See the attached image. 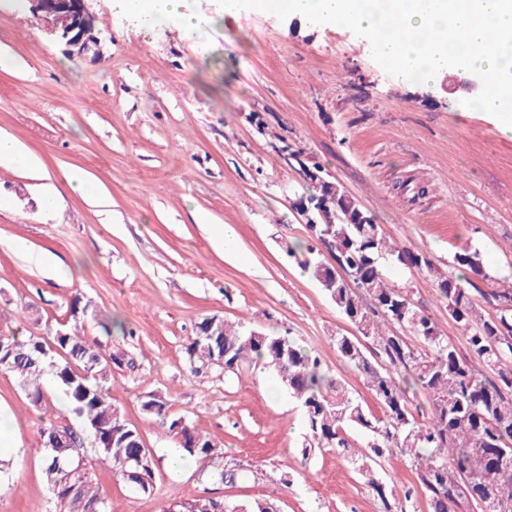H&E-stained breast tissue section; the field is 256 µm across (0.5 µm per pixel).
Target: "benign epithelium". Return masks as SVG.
Returning <instances> with one entry per match:
<instances>
[{
    "label": "benign epithelium",
    "instance_id": "7a95c632",
    "mask_svg": "<svg viewBox=\"0 0 512 512\" xmlns=\"http://www.w3.org/2000/svg\"><path fill=\"white\" fill-rule=\"evenodd\" d=\"M40 31L54 35L74 57H103L101 31L94 25L95 14L87 0H26Z\"/></svg>",
    "mask_w": 512,
    "mask_h": 512
}]
</instances>
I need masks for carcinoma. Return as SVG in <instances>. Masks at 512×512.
<instances>
[{"mask_svg":"<svg viewBox=\"0 0 512 512\" xmlns=\"http://www.w3.org/2000/svg\"><path fill=\"white\" fill-rule=\"evenodd\" d=\"M312 191L304 205L330 201L335 223L326 224L316 210L309 216L327 232L334 264L321 259L320 238L288 248L302 253L300 263L317 280L336 308L356 328V336H335L340 360L357 372L380 403L375 415L331 377L320 357L286 336L234 326L221 319L219 335H201L202 326L185 345L186 363L197 372L224 359L235 371L261 361L271 368L300 407L307 438L301 449L342 453L364 485L378 498L383 512H394L390 486L370 464L372 458L398 456L408 462L421 490L429 495L431 512H455L464 499L472 512H512V288H480L487 279L477 252L455 257L466 272H442L426 254L387 244L377 224L337 182L306 170ZM397 261L435 276L436 288L448 301V317L461 328L465 349L441 334L436 321L411 293L393 284L381 261ZM89 302L74 298L65 335L21 339L0 331V370L14 374L20 388L39 405L43 379L52 377L66 397L79 427L54 425L40 429L39 441L57 438L46 449V475L60 503V512H110L107 495L93 484L79 452L83 435L97 439L100 457L112 473L143 492L153 488L154 463L141 433L130 426L112 397V362L101 346L80 333ZM408 330L423 342L413 348L399 331ZM371 345L373 355L366 353ZM428 399V412L414 414L409 391ZM142 410L168 424L183 440L181 451L198 460L223 454L214 437L197 430L183 417L169 414L168 402L156 395ZM367 438L368 452L351 441V432ZM236 503L199 498L174 503L165 512H232Z\"/></svg>","mask_w":512,"mask_h":512,"instance_id":"1","label":"carcinoma"}]
</instances>
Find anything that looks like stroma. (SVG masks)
Returning <instances> with one entry per match:
<instances>
[{
  "mask_svg": "<svg viewBox=\"0 0 512 512\" xmlns=\"http://www.w3.org/2000/svg\"><path fill=\"white\" fill-rule=\"evenodd\" d=\"M88 6L108 51L99 64L68 56L17 0H0V53L18 62L0 69V134L54 178L87 171L108 200L65 187L48 209L40 181L0 168V196L11 203L0 209V330L50 336L68 323L74 297L91 301L83 331L124 356L112 396L155 463L145 493L114 477L96 448H82L111 512H163L204 496L277 512H381L338 453L302 455L303 416L271 369L195 373L184 347L214 315L287 336L376 407L332 341L355 328L287 253L306 236L302 166L340 183L390 242L444 272L456 270L458 252H478L490 287L512 288V137L465 107L467 89L388 75L366 39L334 24L214 2L187 35L169 21H140L117 0ZM285 145L297 158H284ZM194 209L209 223H195ZM225 224L249 264L215 245L213 228ZM384 272L463 344L432 274L398 263ZM104 319L123 327L105 334ZM151 394L219 440L221 457L170 469L177 444L143 411ZM0 414L12 426L0 451V512H56L38 431L75 424L65 396L52 387L33 406L0 370ZM215 469L236 472L235 482H213Z\"/></svg>",
  "mask_w": 512,
  "mask_h": 512,
  "instance_id": "stroma-1",
  "label": "stroma"
}]
</instances>
